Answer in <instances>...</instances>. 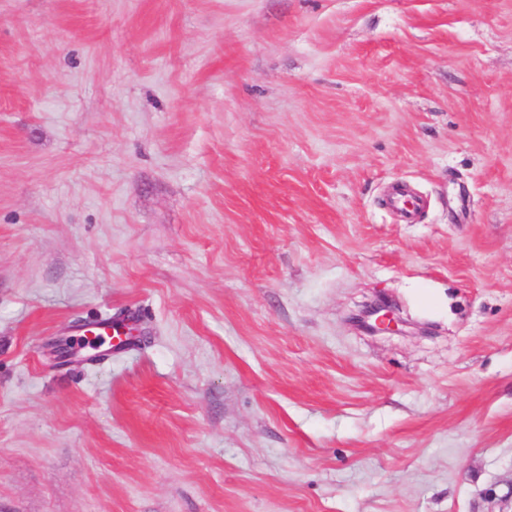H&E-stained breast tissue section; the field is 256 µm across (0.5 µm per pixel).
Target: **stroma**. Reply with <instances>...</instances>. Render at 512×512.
I'll use <instances>...</instances> for the list:
<instances>
[{
    "instance_id": "1",
    "label": "stroma",
    "mask_w": 512,
    "mask_h": 512,
    "mask_svg": "<svg viewBox=\"0 0 512 512\" xmlns=\"http://www.w3.org/2000/svg\"><path fill=\"white\" fill-rule=\"evenodd\" d=\"M0 512H512V0H0ZM396 308L385 300H374L363 305L351 321L370 335H410L411 323L400 317Z\"/></svg>"
}]
</instances>
